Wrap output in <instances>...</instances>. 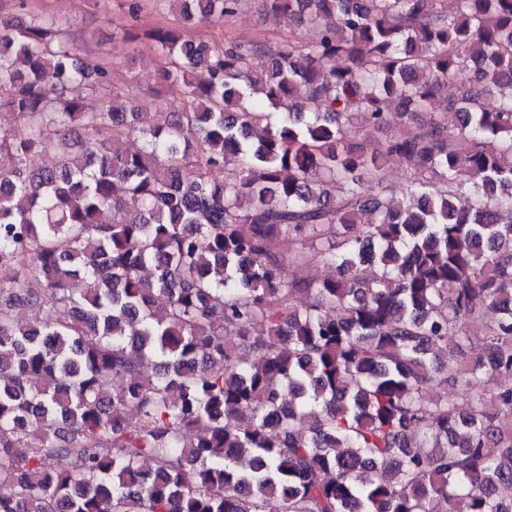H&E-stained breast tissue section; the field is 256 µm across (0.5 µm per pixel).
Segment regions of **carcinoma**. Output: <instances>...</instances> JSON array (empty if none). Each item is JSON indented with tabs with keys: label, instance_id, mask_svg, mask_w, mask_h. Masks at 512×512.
Here are the masks:
<instances>
[{
	"label": "carcinoma",
	"instance_id": "cac0c4a2",
	"mask_svg": "<svg viewBox=\"0 0 512 512\" xmlns=\"http://www.w3.org/2000/svg\"><path fill=\"white\" fill-rule=\"evenodd\" d=\"M168 2L125 33L163 123L0 16V512H512V386L432 396L512 377V0H265L318 40L220 51L187 30L238 0ZM406 186L407 173L405 167L397 161H391L386 166L382 184L367 183L364 186V191L368 195H376L381 190H385L388 195L400 196L405 192Z\"/></svg>",
	"mask_w": 512,
	"mask_h": 512
}]
</instances>
